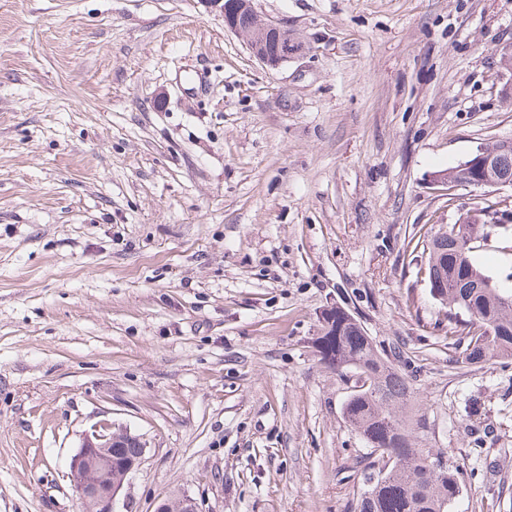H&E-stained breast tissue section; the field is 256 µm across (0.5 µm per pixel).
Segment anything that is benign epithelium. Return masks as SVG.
I'll return each mask as SVG.
<instances>
[{
	"instance_id": "7a95c632",
	"label": "benign epithelium",
	"mask_w": 512,
	"mask_h": 512,
	"mask_svg": "<svg viewBox=\"0 0 512 512\" xmlns=\"http://www.w3.org/2000/svg\"><path fill=\"white\" fill-rule=\"evenodd\" d=\"M208 2L223 14L224 26L235 33L240 32L236 14L243 11L255 12L253 0ZM271 35L277 39V50L272 55L263 48L264 41ZM248 46L254 57L270 69H277L301 54V48L287 29L260 17L257 18ZM458 170L467 173V178L459 182L448 177V172L439 171L434 173L432 181L447 192L462 186L480 190L512 189V175L501 171L495 154L487 151L484 146L479 147L467 161L459 165ZM127 442L134 443L141 449L145 448L140 438L126 431H112V423L108 421L98 423L83 436L69 463L70 480L83 512H118L116 504L124 484L143 458L140 454L121 462L118 465V478H112V449L122 448ZM154 512H203V509L196 498L180 492L159 503Z\"/></svg>"
}]
</instances>
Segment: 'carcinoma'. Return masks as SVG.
<instances>
[{
  "mask_svg": "<svg viewBox=\"0 0 512 512\" xmlns=\"http://www.w3.org/2000/svg\"><path fill=\"white\" fill-rule=\"evenodd\" d=\"M454 226L432 235L416 230L407 246L420 253L429 293L448 307V337L466 340L461 361L479 365L512 357V289L497 285L479 261L464 250L468 234L485 233L483 224ZM445 282L446 288H433ZM321 359L369 385L350 391L344 415L369 448L361 470L356 504L359 512H449L461 493L457 467L441 460L448 453L419 444L425 421L413 411L411 375L399 356L377 349L363 326L339 306L323 315L317 340Z\"/></svg>",
  "mask_w": 512,
  "mask_h": 512,
  "instance_id": "cac0c4a2",
  "label": "carcinoma"
}]
</instances>
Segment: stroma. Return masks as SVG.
<instances>
[{
    "label": "stroma",
    "instance_id": "1",
    "mask_svg": "<svg viewBox=\"0 0 512 512\" xmlns=\"http://www.w3.org/2000/svg\"><path fill=\"white\" fill-rule=\"evenodd\" d=\"M0 0V512H79L102 420L146 444L120 512H353L367 452L327 309L417 372L451 512H512V359L457 363L406 249L512 190L434 172L512 138V0ZM212 8L218 9L224 16V26L235 32L249 35L252 31L255 19L248 13H254V17H257V24L253 30L252 39H249V49L253 53L254 57L259 60L264 66L270 69L279 68L282 64L288 62V60L294 59L302 53L301 48L294 38L288 33V29H285L272 22L265 21L262 19L254 9L253 0H236V1H225L224 0H208ZM243 12L239 17V25L237 22L236 13ZM276 35L277 39V50L275 54L270 55L266 49L272 47V43L263 48L264 41L267 40L268 36ZM154 512H204L202 504L187 492H179L157 505Z\"/></svg>",
    "mask_w": 512,
    "mask_h": 512
}]
</instances>
